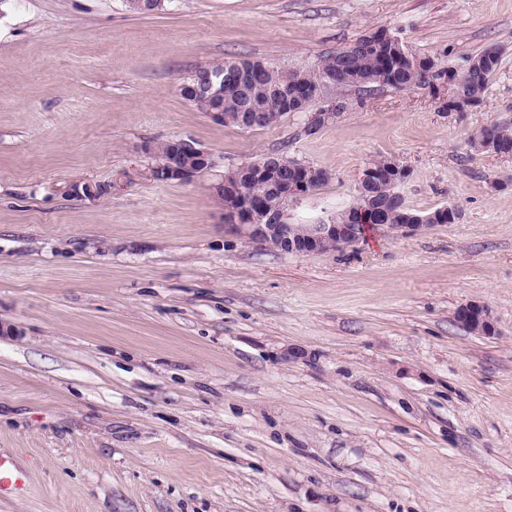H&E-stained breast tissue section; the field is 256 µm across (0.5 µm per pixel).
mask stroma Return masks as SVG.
<instances>
[{
    "mask_svg": "<svg viewBox=\"0 0 512 512\" xmlns=\"http://www.w3.org/2000/svg\"><path fill=\"white\" fill-rule=\"evenodd\" d=\"M384 28L462 69L495 46L484 103L350 92L245 130L183 98L198 68L311 66ZM512 0H14L0 19V454L28 474L0 512H512ZM215 165L155 178V142ZM330 171L288 204L349 209L370 162L452 224L377 226L295 255L239 237L209 186L266 154ZM100 197L78 194L83 184ZM486 306L491 336L456 319ZM479 138L494 139L498 141V146L506 147L512 152V127L507 125H492L482 129L477 138L471 141V147L474 151L485 153L483 151Z\"/></svg>",
    "mask_w": 512,
    "mask_h": 512,
    "instance_id": "obj_1",
    "label": "stroma"
}]
</instances>
